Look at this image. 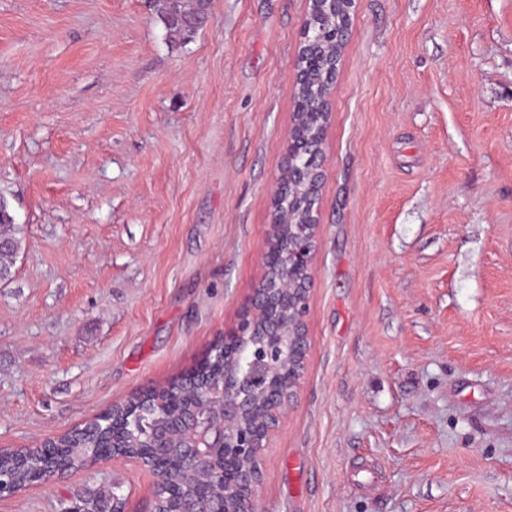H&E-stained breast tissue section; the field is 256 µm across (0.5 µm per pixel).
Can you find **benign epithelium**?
<instances>
[{
    "label": "benign epithelium",
    "mask_w": 512,
    "mask_h": 512,
    "mask_svg": "<svg viewBox=\"0 0 512 512\" xmlns=\"http://www.w3.org/2000/svg\"><path fill=\"white\" fill-rule=\"evenodd\" d=\"M306 3L309 20L295 63L292 125L286 154L278 165L260 275L236 327L225 334L224 343L215 346L206 356L208 360L225 358L230 353L243 356L247 370L242 374L224 375V408L220 422H214L210 411L201 406L189 412L177 410L166 426L159 429L156 438L157 447L162 448L173 433L180 434L184 440L183 453L203 463L210 461L216 450L224 449V471L219 478L223 481L226 498L256 496L261 478L260 451L267 447L272 432L297 398L305 371L311 272L320 229L319 200L326 178L324 144L332 119L336 76L325 81L318 93L303 95L301 89L311 80L318 65L311 52L314 42L309 39L311 17L324 13L333 20L328 37L335 50L331 52L329 67L336 73L347 46L356 0H306ZM302 187L307 192V200L297 213L292 203ZM284 225L303 227V233L294 237L286 256L273 242ZM271 285L288 288L290 318L284 323L276 320L272 313L273 301L268 294ZM285 332L291 340V357L288 362L278 364L276 357ZM257 398L265 401L266 409L244 427L242 421L251 415ZM42 447L50 452L45 455L42 469L33 473L31 483L42 481L47 471L56 475L68 470L64 455L51 451V443L46 441ZM28 487L30 483L17 484L10 475L0 471V497L18 494ZM178 493L175 481L155 477L152 503ZM211 493L209 481H202L196 487V497L188 501L182 512H211L208 504Z\"/></svg>",
    "instance_id": "7a95c632"
}]
</instances>
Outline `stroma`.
<instances>
[{
    "label": "stroma",
    "mask_w": 512,
    "mask_h": 512,
    "mask_svg": "<svg viewBox=\"0 0 512 512\" xmlns=\"http://www.w3.org/2000/svg\"><path fill=\"white\" fill-rule=\"evenodd\" d=\"M305 0H0V448L188 373L258 279ZM256 512H512V0H356ZM132 459L0 512H149ZM186 1V2H180ZM157 0L154 7L170 34L188 38L194 33L193 21L208 7L204 1ZM177 2V3H173Z\"/></svg>",
    "instance_id": "1"
}]
</instances>
